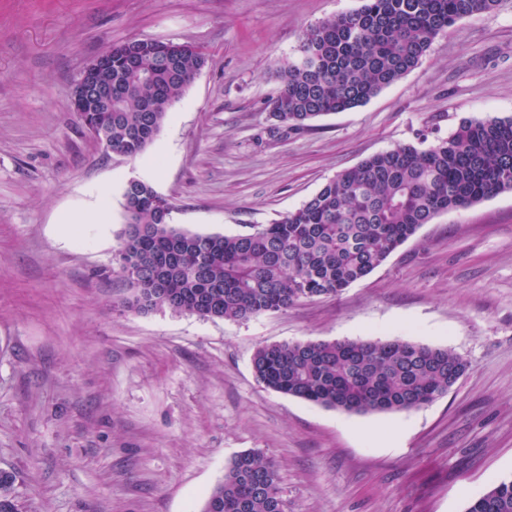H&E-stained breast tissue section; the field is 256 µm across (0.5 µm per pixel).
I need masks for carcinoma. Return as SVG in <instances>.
Masks as SVG:
<instances>
[{"label": "carcinoma", "instance_id": "1", "mask_svg": "<svg viewBox=\"0 0 512 512\" xmlns=\"http://www.w3.org/2000/svg\"><path fill=\"white\" fill-rule=\"evenodd\" d=\"M504 0H362L306 27L296 57L276 68L269 133L298 130L345 112L414 70L446 27L493 14ZM207 64L193 49L132 38L112 46V102L89 119L92 136L133 159ZM512 192V117L467 118L421 148L396 145L328 180L301 207L247 234L184 231L172 202L141 180L124 189L122 276H137L127 308H169L244 321L314 298L339 296L369 275L441 212ZM258 382L351 414L421 408L443 397L468 362L448 347L404 338L266 344L251 360ZM15 476L0 471V512H19ZM275 463L256 450L235 456L204 512H281ZM467 512H512V479L491 486Z\"/></svg>", "mask_w": 512, "mask_h": 512}]
</instances>
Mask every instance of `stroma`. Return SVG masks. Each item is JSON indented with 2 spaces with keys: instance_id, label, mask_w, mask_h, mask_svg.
<instances>
[{
  "instance_id": "35a3bbf8",
  "label": "stroma",
  "mask_w": 512,
  "mask_h": 512,
  "mask_svg": "<svg viewBox=\"0 0 512 512\" xmlns=\"http://www.w3.org/2000/svg\"><path fill=\"white\" fill-rule=\"evenodd\" d=\"M361 0H0V470L22 512H203L237 454L277 465L286 512H466L512 479V192L437 215L340 297L247 321L125 308L129 179L182 230L233 235L364 158L512 116V0L447 28L367 104L283 137L265 103L303 29ZM131 38L208 58L135 159L70 109L83 67ZM112 186L109 221L60 231ZM400 336L467 360L443 397L348 414L260 384V345Z\"/></svg>"
}]
</instances>
